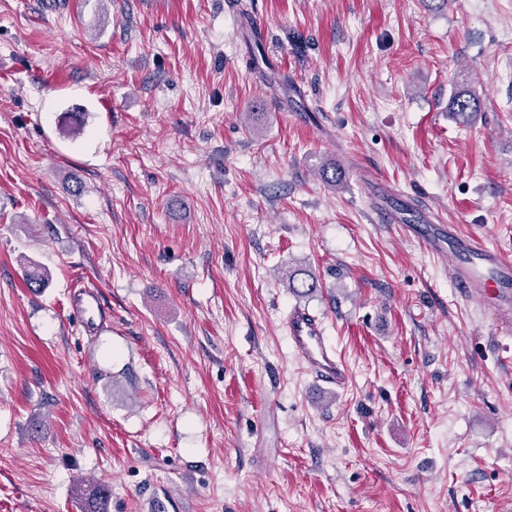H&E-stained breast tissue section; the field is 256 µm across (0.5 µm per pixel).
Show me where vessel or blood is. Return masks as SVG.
I'll use <instances>...</instances> for the list:
<instances>
[{
    "label": "vessel or blood",
    "mask_w": 512,
    "mask_h": 512,
    "mask_svg": "<svg viewBox=\"0 0 512 512\" xmlns=\"http://www.w3.org/2000/svg\"><path fill=\"white\" fill-rule=\"evenodd\" d=\"M378 223L405 225L434 256L448 259L449 278L457 295L483 305L500 334H512V258L492 248L478 235L463 233L458 225L442 223L407 198L393 193L374 208ZM283 326L302 368L330 390L344 391L348 367L329 343L322 319L309 309L290 310Z\"/></svg>",
    "instance_id": "b4317fda"
}]
</instances>
